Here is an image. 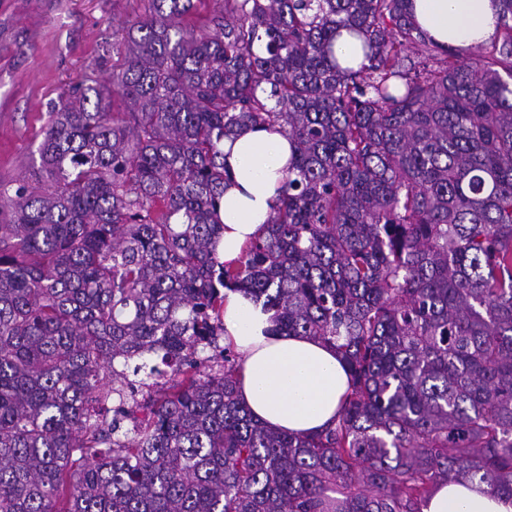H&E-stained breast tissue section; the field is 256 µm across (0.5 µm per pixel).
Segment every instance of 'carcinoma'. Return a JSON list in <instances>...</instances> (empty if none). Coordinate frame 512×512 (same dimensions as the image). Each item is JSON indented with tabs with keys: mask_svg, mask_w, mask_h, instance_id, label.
Segmentation results:
<instances>
[{
	"mask_svg": "<svg viewBox=\"0 0 512 512\" xmlns=\"http://www.w3.org/2000/svg\"><path fill=\"white\" fill-rule=\"evenodd\" d=\"M112 87L60 96L0 183V512H421L512 496V0L462 58L406 0H148ZM363 60L339 59L341 31ZM128 111H114L115 100ZM277 126L235 266L224 138ZM343 356L336 423L273 429L217 349L224 289ZM483 488L446 484L433 493L423 512H512V498L490 494Z\"/></svg>",
	"mask_w": 512,
	"mask_h": 512,
	"instance_id": "carcinoma-1",
	"label": "carcinoma"
}]
</instances>
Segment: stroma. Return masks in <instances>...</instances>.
<instances>
[{"label": "stroma", "mask_w": 512, "mask_h": 512, "mask_svg": "<svg viewBox=\"0 0 512 512\" xmlns=\"http://www.w3.org/2000/svg\"><path fill=\"white\" fill-rule=\"evenodd\" d=\"M147 0H0V181L31 176L49 110L64 90L108 81L112 36Z\"/></svg>", "instance_id": "1"}]
</instances>
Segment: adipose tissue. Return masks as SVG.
<instances>
[{
	"instance_id": "obj_1",
	"label": "adipose tissue",
	"mask_w": 512,
	"mask_h": 512,
	"mask_svg": "<svg viewBox=\"0 0 512 512\" xmlns=\"http://www.w3.org/2000/svg\"><path fill=\"white\" fill-rule=\"evenodd\" d=\"M419 28L439 44L467 49L495 27L492 0H409ZM291 149L287 137L246 126L224 143V233L219 257L238 264L277 205ZM224 344L239 356L237 395L255 419L280 431L312 435L335 421L350 390L336 349L307 336L272 331L269 312L250 295L224 293ZM423 512H512V498L471 484L439 487Z\"/></svg>"
}]
</instances>
